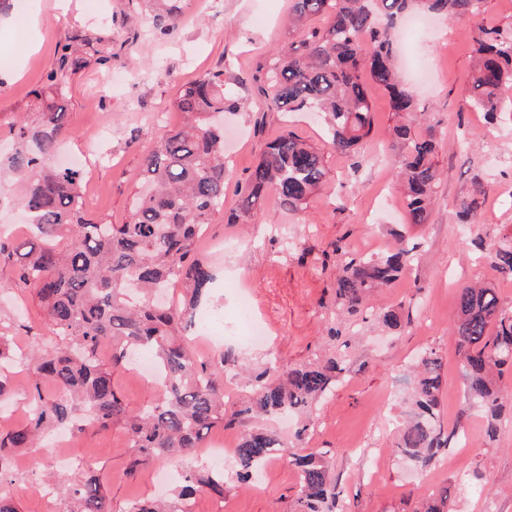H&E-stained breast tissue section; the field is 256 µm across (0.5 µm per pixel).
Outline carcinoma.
I'll use <instances>...</instances> for the list:
<instances>
[{
  "label": "carcinoma",
  "mask_w": 512,
  "mask_h": 512,
  "mask_svg": "<svg viewBox=\"0 0 512 512\" xmlns=\"http://www.w3.org/2000/svg\"><path fill=\"white\" fill-rule=\"evenodd\" d=\"M488 0H291L297 21L326 14L322 29H312L300 46L285 45L274 54L263 93L278 112H320L330 150L345 156L359 152L372 127L366 80L390 95L396 118L392 127L393 165L408 224L426 223L439 181L435 161L437 130L421 128L423 113L402 88L392 64L389 29L410 13L478 17ZM470 52L472 74L465 97L491 120L512 119V21L480 25ZM63 80L52 74L36 95L39 122L13 125L14 151L0 156V177L23 180L18 204L36 230L29 236L0 238V259L12 267L11 287L33 293L44 315L41 325L55 337L44 351L16 350L29 322L0 324V397L10 390L12 372H29L30 405L26 421L0 429V512H21L4 485L15 481L13 457L40 445L41 437L68 429L75 437L120 423L128 442L129 473L156 460L187 455L203 445L212 427L252 413L304 412L336 384V361L288 370L275 360L248 372L253 395L240 409L224 411V371L237 359L223 353L202 360L195 353L192 326L196 308L214 280L195 247L212 217L224 208V80L208 74L187 87L176 108L186 122L150 132L142 181L132 197L126 221H92L82 205L81 177L53 160L66 130L67 112L59 100ZM328 177L324 151L284 131L267 143L247 176L237 183L239 217L255 218L267 196H277L288 211H302ZM456 204L459 220L477 224L481 182ZM476 247L504 277L512 279V234L476 238ZM340 265L336 299L353 314L367 305L370 293L391 286L411 268L415 248L396 240L384 255L351 257L336 243ZM458 317L453 326L460 352L465 397L479 403L495 434L504 394L494 375L512 367V307L493 288L463 284L457 289ZM112 344V357L99 354ZM146 353L158 370V396L135 411L112 383L128 358ZM442 357L429 349L414 380L413 413L398 443L400 453L429 465L441 459L448 440L460 434L456 424L445 433L440 418ZM275 456H286L298 471V512H336V486L320 453L302 450V433L285 441L264 428L239 442L233 466L248 479ZM182 485L164 504L136 500L122 512H189L201 489L224 496V470L209 466L181 475ZM64 512H114L98 472L82 467L57 481Z\"/></svg>",
  "instance_id": "1"
}]
</instances>
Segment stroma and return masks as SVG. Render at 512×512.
<instances>
[{"instance_id": "obj_1", "label": "stroma", "mask_w": 512, "mask_h": 512, "mask_svg": "<svg viewBox=\"0 0 512 512\" xmlns=\"http://www.w3.org/2000/svg\"><path fill=\"white\" fill-rule=\"evenodd\" d=\"M40 22L31 25L30 13ZM512 20V0H488L480 19L431 17L421 33H393L402 82L439 132L436 159L442 171L427 223L403 221V201L389 159L394 124L388 93L368 84L373 125L357 155L328 152L329 174L305 211L282 209L268 198L267 218L231 223L238 212L237 181L244 179L266 143L291 130L323 146L318 118L268 110L262 93L266 66L276 48L298 44L302 30L289 21V0H27L25 15L0 14V151L12 146V123L37 122L35 96L56 71L62 53L77 57L68 70L64 103L68 130L63 147L85 164L83 209L89 218L124 223L148 147V131L176 125L174 106L183 89L199 78L222 73L224 94V208L198 244L200 259L215 276L205 328L218 345L196 342L201 358L232 351L240 367L273 359L295 367L328 357L343 377L313 407L304 447L330 450L331 472L343 512H420L423 504L449 492L451 512H512V368L499 384L509 401L495 440L485 438L486 418L468 408L461 384L459 350L452 327L460 285L495 288L512 306V279L489 261L476 259L473 227L458 223L455 203L481 178L486 204L480 221L512 231V124L487 123L470 109L464 88L470 78V40L477 25ZM112 136L99 142L97 125ZM404 233L417 248L410 274L375 292L354 314L335 310L336 272L330 258L336 240L352 255L379 254ZM12 269L0 264V322L15 317L38 323L41 310L31 292L11 287ZM267 329L258 347L242 344L228 326L240 295ZM391 311L395 328L380 320ZM337 327L339 340L328 330ZM436 349L443 357L440 417L445 428L464 422L440 462L417 467L397 452L400 424L409 408L407 378L418 355ZM126 434L115 426L84 435L71 447L79 462L105 469L116 512L140 497L166 493L158 475L205 464L202 449L162 458L126 477ZM9 487L22 512H49L36 486L59 472L55 454L39 448L14 461ZM299 478L288 458L275 459L262 483L240 484L224 473V495L206 492L194 512H294Z\"/></svg>"}]
</instances>
